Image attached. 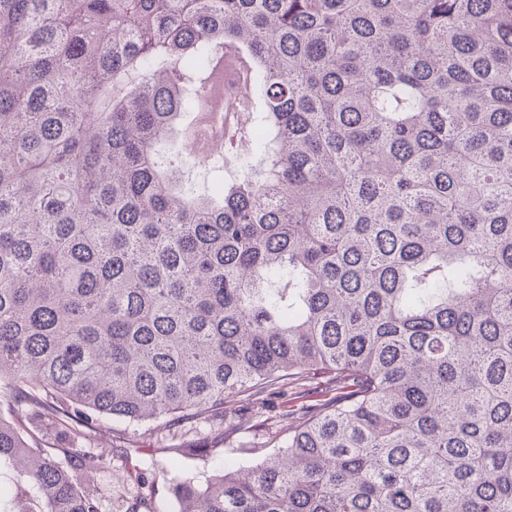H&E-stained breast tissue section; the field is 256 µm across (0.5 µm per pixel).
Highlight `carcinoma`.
<instances>
[{"instance_id":"carcinoma-1","label":"carcinoma","mask_w":512,"mask_h":512,"mask_svg":"<svg viewBox=\"0 0 512 512\" xmlns=\"http://www.w3.org/2000/svg\"><path fill=\"white\" fill-rule=\"evenodd\" d=\"M233 68L256 128L185 149ZM334 394L242 469L230 402ZM40 411L59 430L26 426ZM209 428L124 512H512V0H0V467ZM205 458L203 483L179 463ZM231 115L235 116L236 114L234 112H225L223 114L224 137L221 139L219 136H213L207 144V152L209 154H219L223 151L221 153L220 165L224 164L223 174L224 180L227 182H232L243 175L244 169L241 167V158L246 154L247 150L246 144L239 143L238 138L234 139L233 146H230L228 141H226L224 147V140L228 130L227 117Z\"/></svg>"}]
</instances>
